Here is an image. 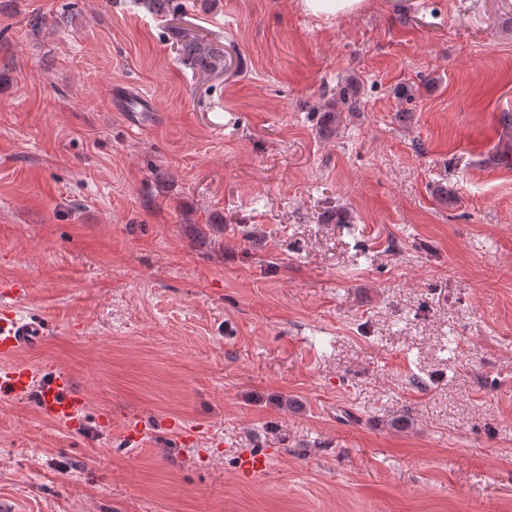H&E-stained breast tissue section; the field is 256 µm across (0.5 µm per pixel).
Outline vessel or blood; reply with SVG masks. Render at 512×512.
<instances>
[{
	"label": "vessel or blood",
	"mask_w": 512,
	"mask_h": 512,
	"mask_svg": "<svg viewBox=\"0 0 512 512\" xmlns=\"http://www.w3.org/2000/svg\"><path fill=\"white\" fill-rule=\"evenodd\" d=\"M43 330L39 319L23 318L8 309L0 311V399L36 392L42 414L71 430L81 431L86 401L74 390L71 376L57 370L40 378L17 358L20 350L37 342ZM271 462L267 453L243 454L240 473L246 478L263 476Z\"/></svg>",
	"instance_id": "vessel-or-blood-1"
}]
</instances>
